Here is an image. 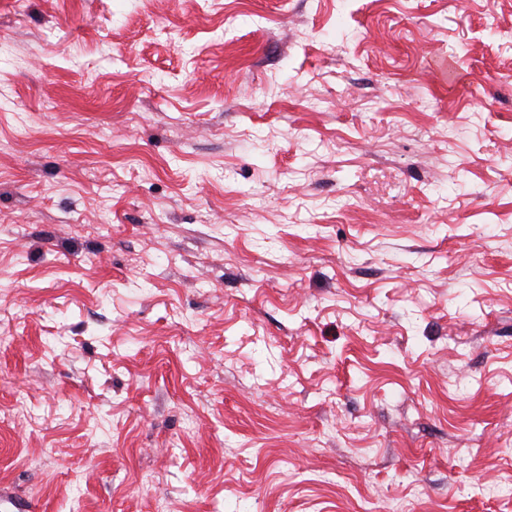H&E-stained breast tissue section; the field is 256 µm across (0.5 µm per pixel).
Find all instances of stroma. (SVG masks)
<instances>
[{
    "instance_id": "1",
    "label": "stroma",
    "mask_w": 512,
    "mask_h": 512,
    "mask_svg": "<svg viewBox=\"0 0 512 512\" xmlns=\"http://www.w3.org/2000/svg\"><path fill=\"white\" fill-rule=\"evenodd\" d=\"M512 512V0H0V496Z\"/></svg>"
}]
</instances>
